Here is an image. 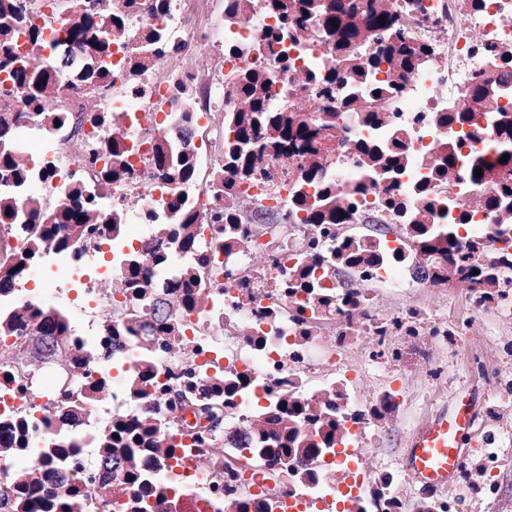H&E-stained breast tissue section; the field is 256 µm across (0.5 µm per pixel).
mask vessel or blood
Masks as SVG:
<instances>
[{"label":"vessel or blood","instance_id":"vessel-or-blood-1","mask_svg":"<svg viewBox=\"0 0 512 512\" xmlns=\"http://www.w3.org/2000/svg\"><path fill=\"white\" fill-rule=\"evenodd\" d=\"M473 415L468 406H459L452 414L440 415L413 441L410 471L418 481L434 486L455 480L464 457L458 446L462 430L470 427Z\"/></svg>","mask_w":512,"mask_h":512}]
</instances>
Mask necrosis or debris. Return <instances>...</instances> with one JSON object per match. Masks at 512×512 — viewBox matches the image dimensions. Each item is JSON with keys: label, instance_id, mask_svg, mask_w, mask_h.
I'll return each instance as SVG.
<instances>
[{"label": "necrosis or debris", "instance_id": "4bbe7bcc", "mask_svg": "<svg viewBox=\"0 0 512 512\" xmlns=\"http://www.w3.org/2000/svg\"><path fill=\"white\" fill-rule=\"evenodd\" d=\"M13 2L23 19L10 37L0 36V57L10 49L57 71L40 100L52 118L38 122L24 88L0 68V112L18 117L9 150L29 172L22 183L0 182V194L10 193L15 205V235L24 234L34 209L69 205L75 187L92 197L96 212L121 215L119 226L98 223V250L75 243L62 253L44 251L79 286L67 379L48 363L21 373L0 359V447L27 460L29 481L46 486L57 471L73 473L84 490L79 512H364L369 489L382 512H421L430 499L436 512H459L468 498L494 512L497 415L476 425L484 448L463 462L452 495L424 486L406 500L400 473L374 481L363 463L405 391L388 387L362 400L358 373L338 357L356 350L379 367L414 363L437 384L448 379L447 365L433 360L437 345L468 335L479 316L512 314V267L501 262L512 256V215L495 224L485 212L494 182H451L436 169L446 152L465 169L498 143V110L461 125L446 117L466 111L477 80H496L512 65L487 52L512 49V0H483L477 9L465 0H386L390 10L407 13L410 42L433 52L407 77H386L391 106L381 122L337 113L336 152L320 177L331 195L348 186L346 224L304 223L296 204L301 157L256 152L244 179L210 146L216 135L226 144L234 139L231 119L243 103L226 86L238 72L262 74L275 112L313 94L310 76L327 73L331 61L320 36L290 42L286 67L267 50L279 22L259 8L219 25L204 14L203 0H165L159 11L154 0H81L92 21L108 11L126 18L124 27H101L112 56L107 78L91 88L79 79L84 45L61 36L73 14L58 0ZM31 24L43 29V43L30 41ZM146 30L163 31L164 41H144ZM195 55L210 57L213 69L180 65ZM114 140L125 152V174L107 184L104 162L92 154ZM365 141L383 154L400 152V166L371 177L355 150ZM160 144L190 156L202 181L160 175L153 161ZM427 208L435 234L447 230L449 218L466 217L460 251L480 242L482 262L500 265L497 289L469 283L467 309L451 322L410 300L390 314L380 308L388 296L448 283L447 254L420 251L414 216ZM218 210L224 219L217 223ZM186 214L197 223L184 227ZM156 248L164 263L153 261ZM132 252L142 265L135 288L126 266ZM107 275L117 298L99 291ZM116 301L137 310L139 321L104 327ZM160 304L173 312L170 326L153 317ZM504 357H512V341L476 346L467 364L507 396L512 380L497 373ZM100 387L110 393L109 406L98 403ZM183 394L220 406L222 437L198 424ZM295 405L302 413L294 421ZM116 422L150 428L127 464L140 481L122 492L121 476L98 465L95 443L98 427ZM290 439L317 453L289 459L282 470L265 451Z\"/></svg>", "mask_w": 512, "mask_h": 512}]
</instances>
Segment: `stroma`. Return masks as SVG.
Wrapping results in <instances>:
<instances>
[{
	"label": "stroma",
	"instance_id": "35a3bbf8",
	"mask_svg": "<svg viewBox=\"0 0 512 512\" xmlns=\"http://www.w3.org/2000/svg\"><path fill=\"white\" fill-rule=\"evenodd\" d=\"M470 345V340L456 336L449 338L447 345L438 347V357L448 363L447 385L431 387L420 367L405 372L407 399L398 417L383 421L379 445L366 457V466L373 474L408 469L413 438L430 426L436 416L451 412L458 404L470 405L478 419L497 404L512 411V401L500 400L487 384L468 374L465 359Z\"/></svg>",
	"mask_w": 512,
	"mask_h": 512
}]
</instances>
